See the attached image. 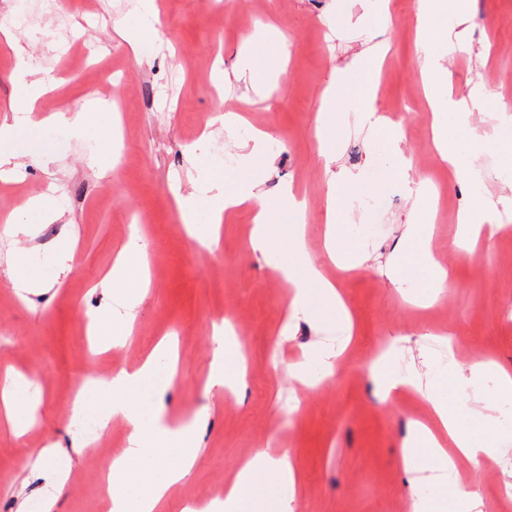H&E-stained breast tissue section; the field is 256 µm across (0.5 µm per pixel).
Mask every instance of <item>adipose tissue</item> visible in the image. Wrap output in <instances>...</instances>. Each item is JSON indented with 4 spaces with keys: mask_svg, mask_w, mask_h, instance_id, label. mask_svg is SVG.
Here are the masks:
<instances>
[{
    "mask_svg": "<svg viewBox=\"0 0 512 512\" xmlns=\"http://www.w3.org/2000/svg\"><path fill=\"white\" fill-rule=\"evenodd\" d=\"M416 14L423 27L420 42L421 71L428 88L427 102L433 114L432 142L441 160L461 177H470L473 163L488 144L503 148L502 164L512 170V124L499 123L490 133L460 137V116L479 103L475 95L456 96L448 81V57L470 54L471 45L463 29L469 15V0H416ZM159 23L152 0H141L139 21L117 28L116 35L134 59H142L148 36ZM253 43L261 52L242 57L237 69L258 85H266L269 75L288 58L287 44L277 38L256 35ZM339 92L329 93L318 115L319 142L327 160H335L338 150L336 127L341 113L358 109L363 117L376 119L377 97L368 83L350 79L339 71ZM44 85L26 84L20 101L12 109L11 121L0 124V178L9 179L24 168L18 150L23 132L52 124L66 126L80 135L95 128L101 143L93 164L108 171L112 160V133L107 120L93 112H58L40 118L36 103ZM273 134L256 131L250 150L241 157L238 171L230 176L214 175L198 191L179 196L178 206L188 234L204 247L216 246V227L226 212L240 207L253 212L251 247L266 258L272 274L289 289L287 320L307 319L321 324L349 328L350 316L332 280L314 263L304 244L305 209L290 188H282L276 202H269L261 189L258 173L268 161L267 145ZM399 129H388L367 145L369 163L381 164L382 178L376 182L358 174L335 176L328 184L329 195H381L393 188H408L416 207L406 229V246L392 262L397 279L407 281L427 298L448 285V271L434 256L427 224L436 209L427 181L410 182L407 161L400 149ZM360 237L347 211L332 213L326 230L329 257H342L359 250ZM142 248L131 242L116 256L111 271L103 279L104 287L125 301L127 316H134L141 290L137 256ZM169 344L158 345L155 356L131 369H123L89 390L88 398L78 400L73 411H99L102 420L122 417L130 427L129 446L116 459L109 482L116 488L109 512H156L169 491L193 470L198 457V417L184 421L168 420L163 407L149 406L146 395L165 393L170 378H157L159 361L172 357ZM336 350L315 347L303 352L289 369L302 386L315 389L329 381L336 368ZM247 359L244 345L234 335H220L206 378L207 387H222L239 392L245 385ZM370 377L384 398L390 399L412 390L427 403L431 424L412 423L404 442L403 467L406 473L440 470L457 473L459 463L479 465L481 460H497L492 444L484 437L501 421L500 415L483 409L460 414L455 400L443 391L452 386L465 392L472 380L488 377L496 387L499 403L512 401V373L500 371L483 358L473 359L468 371L449 363L443 385L424 382L412 371L394 365L392 353H384L371 367ZM31 382L25 375L7 377L0 382V424L14 435L26 433L36 423L37 405L30 393ZM300 478L287 452L270 453L261 448L236 470L220 498L187 505L183 512H296ZM456 512H484V503L473 486L460 481L435 479L425 496L412 504V512H443L447 505Z\"/></svg>",
    "mask_w": 512,
    "mask_h": 512,
    "instance_id": "ef3b65f1",
    "label": "adipose tissue"
}]
</instances>
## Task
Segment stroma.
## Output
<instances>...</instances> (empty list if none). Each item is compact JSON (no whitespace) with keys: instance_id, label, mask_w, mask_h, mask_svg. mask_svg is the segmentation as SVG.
Returning a JSON list of instances; mask_svg holds the SVG:
<instances>
[{"instance_id":"stroma-1","label":"stroma","mask_w":512,"mask_h":512,"mask_svg":"<svg viewBox=\"0 0 512 512\" xmlns=\"http://www.w3.org/2000/svg\"><path fill=\"white\" fill-rule=\"evenodd\" d=\"M351 2V23L339 29L336 0H155L162 31L152 37V55L140 63L114 38L115 21L133 23L138 17L121 0H58L67 26L49 20L39 31L0 39V120L20 98L15 74L22 63L49 86L37 103L43 114L75 109L90 95L119 104L124 125L112 151L126 158L123 168L102 177L91 165L85 137L60 127L51 139L28 132L19 141L26 165L15 182L0 189V377L10 369L27 373L38 398V423L25 435L0 425V512H17L40 491L31 460L50 441L66 452L69 468L57 512H108L101 477L112 457L127 448L130 429L111 420L99 430L100 447H88L69 420L68 392L88 376L133 367L166 335L178 342L179 363L165 403L175 414L203 411L204 421L197 464L159 512H182L186 504L223 495L239 464L266 446L288 450L301 476L298 512H412L422 483L410 480L401 454L410 423L428 416L429 409L411 393L383 401L365 366L369 355L391 345L401 368L423 375L447 358L464 368L482 355L512 370V207L498 208L509 232L479 244L470 256L454 250L456 216L468 206L471 188L432 145L416 0H390V50L381 67L366 72L377 85V104L389 126L403 130L400 147L410 160L411 179L441 185L431 249L450 268L449 288L437 303L416 310L389 274L390 261L405 246L414 207L413 196L402 189L388 192L379 211L340 197L338 207L352 211L356 224L380 230L364 236V252L346 256L342 265L325 254L327 173L367 174L366 144L375 135L371 127L341 116V150L329 166L315 138L317 114L336 69L362 49L359 21L367 0ZM269 23L286 36L290 59L285 71L257 91L234 63L248 51L254 28ZM467 36L473 51L449 59L450 83L456 93L485 92L492 100L465 115L464 135L496 124L494 102L512 107V0H475ZM230 112L243 114L249 127L273 132V162L261 174L262 188L272 198L289 185L306 199V246L344 297L351 337L333 325H287V287L249 247L250 209L225 215L214 251L200 249L184 232L174 193L193 192L201 183L192 165L199 138L223 145L233 158L242 155L243 137L222 121ZM45 194L62 211L60 220L44 223L27 211L29 198ZM136 214L146 219L140 231L156 267L131 336L105 360L90 349L85 314L111 307L101 280L129 239L126 219ZM12 217L32 222L31 233L13 235ZM64 238L75 244L72 273L19 300L8 283L9 257L21 248L49 270ZM219 315L239 322L248 352L246 386L230 399L223 390L205 388ZM326 339L346 345L341 376L304 388L288 366ZM291 398L303 409L294 419L285 411ZM502 441L500 467L464 465L458 473L461 482H474L485 512L512 506L503 473L512 466V437Z\"/></svg>"}]
</instances>
